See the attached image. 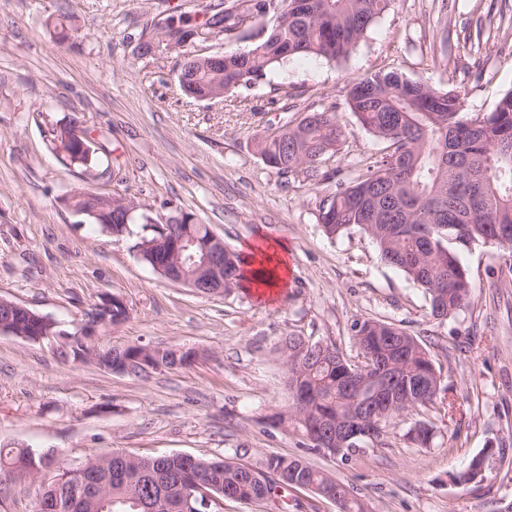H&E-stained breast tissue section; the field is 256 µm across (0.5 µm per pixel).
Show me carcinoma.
<instances>
[{
  "label": "carcinoma",
  "mask_w": 512,
  "mask_h": 512,
  "mask_svg": "<svg viewBox=\"0 0 512 512\" xmlns=\"http://www.w3.org/2000/svg\"><path fill=\"white\" fill-rule=\"evenodd\" d=\"M391 0H228L216 14L224 39L237 41L268 15L271 28L242 49L224 53V63L182 61L180 74L186 89L198 96L226 94L251 87L285 59L316 55L339 61L349 56L366 32L389 9ZM347 105L360 124L387 144L388 153L366 171L339 187L322 207L331 219L323 223L333 238L351 229L366 233L376 244L383 262L405 272L426 291L431 313L446 318L465 308L473 286L458 250L476 242L512 249V90L482 118L465 112L461 94L438 89L406 77L395 68L378 70L350 82ZM53 149L62 160L87 170L101 156L88 155L65 131L50 130ZM342 135L335 106L302 113L267 135L260 144L263 161L285 175L325 178L318 161L336 151ZM145 231L136 246L160 236L159 220L137 213ZM92 222L114 237L131 234V228L112 224V212L99 210ZM179 229L208 244L209 225L197 220ZM240 255H224V290L239 287ZM352 339L359 352L369 350L374 369L352 364L336 349L329 350L303 336H288L281 345L287 367L292 404L288 414L270 416L275 424L290 423L303 445L332 454L307 427L314 422L322 436L332 440L348 430L354 438L340 452L343 457L376 441L386 423L403 412L436 402L430 383L442 381L429 353L419 340L396 325L380 320L357 321ZM131 361L162 362L168 369L187 364L192 354L169 359L170 350L132 343L116 348ZM419 446H430L435 428L417 422L406 433ZM49 455L29 448H0V472H44ZM68 464L56 467L48 482L40 484L36 512H50L57 499L80 500L72 512H99L98 504L82 499V489L65 478ZM97 479L109 486L112 512H166L160 502L178 501L177 512H199L196 498L184 494L195 481L204 490L220 489L224 498L256 504L264 495L280 496L290 489H308L322 498L341 496V512H368L364 501L336 476L312 467L305 459L271 456L264 468L198 457L190 471L177 461L157 462L114 452L108 462L89 466ZM136 499L133 510L124 502Z\"/></svg>",
  "instance_id": "obj_1"
}]
</instances>
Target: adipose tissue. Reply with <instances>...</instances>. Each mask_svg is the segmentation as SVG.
<instances>
[{
	"mask_svg": "<svg viewBox=\"0 0 512 512\" xmlns=\"http://www.w3.org/2000/svg\"><path fill=\"white\" fill-rule=\"evenodd\" d=\"M241 269L242 287L262 297L273 294L286 283L288 248L280 242H260L249 246L243 251Z\"/></svg>",
	"mask_w": 512,
	"mask_h": 512,
	"instance_id": "1",
	"label": "adipose tissue"
}]
</instances>
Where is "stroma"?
<instances>
[{"label": "stroma", "instance_id": "1", "mask_svg": "<svg viewBox=\"0 0 512 512\" xmlns=\"http://www.w3.org/2000/svg\"><path fill=\"white\" fill-rule=\"evenodd\" d=\"M221 0H0V297L60 323L40 340L0 334V446L73 463L115 450L150 457L235 456L261 467L272 455L303 454L270 414L290 395L279 352L284 337L328 343L356 359L351 326L394 323L426 344L443 383L467 397L389 421L378 442L349 458L308 462L348 485L370 512H512V250L475 244L460 254L472 281L458 314L432 316L424 291L384 264L359 230L328 238L319 222L331 183L285 177L256 144L301 112L335 106L343 136L321 170L344 181L384 153L345 104L347 84L400 68L462 91L480 118L512 90V0H393L346 62L285 60L250 88L212 101L185 96L180 55L161 41L170 23H204ZM73 37L59 43L52 23ZM155 43L140 55L141 42ZM78 115L109 166L86 173L58 158L56 123ZM134 196L144 212L194 214L234 250L258 241L287 245L291 275L277 294L237 288L200 295L171 283L138 256L140 224L120 238L66 207L70 190ZM129 317L89 338L98 348L138 342L193 351L181 368L146 377L74 359L65 332L87 321L101 296ZM436 426L427 448L405 439L417 421ZM505 444L484 481L465 490L449 475L482 448ZM38 484L0 481V512H35ZM221 512H337L308 490L276 502L224 501Z\"/></svg>", "mask_w": 512, "mask_h": 512}]
</instances>
